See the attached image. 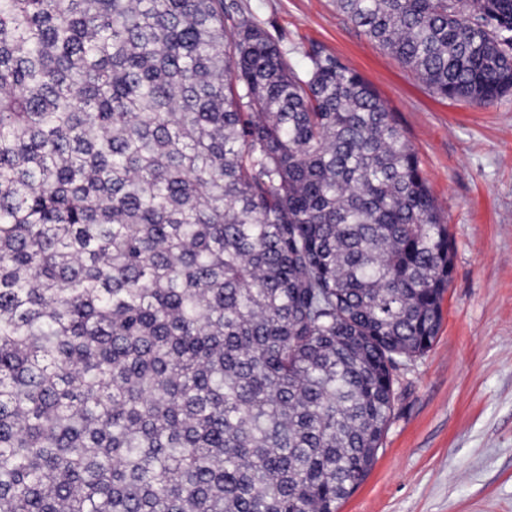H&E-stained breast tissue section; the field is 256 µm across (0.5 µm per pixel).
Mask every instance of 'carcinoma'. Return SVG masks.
<instances>
[{
	"label": "carcinoma",
	"instance_id": "carcinoma-1",
	"mask_svg": "<svg viewBox=\"0 0 512 512\" xmlns=\"http://www.w3.org/2000/svg\"><path fill=\"white\" fill-rule=\"evenodd\" d=\"M441 98L512 0H336ZM394 110L226 0H0V512H338L438 334Z\"/></svg>",
	"mask_w": 512,
	"mask_h": 512
}]
</instances>
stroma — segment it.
<instances>
[{"label":"stroma","mask_w":512,"mask_h":512,"mask_svg":"<svg viewBox=\"0 0 512 512\" xmlns=\"http://www.w3.org/2000/svg\"><path fill=\"white\" fill-rule=\"evenodd\" d=\"M237 2L290 57L319 44L389 103L452 241L440 331L396 371L377 458L338 512H512V95L436 96L334 0Z\"/></svg>","instance_id":"stroma-1"}]
</instances>
